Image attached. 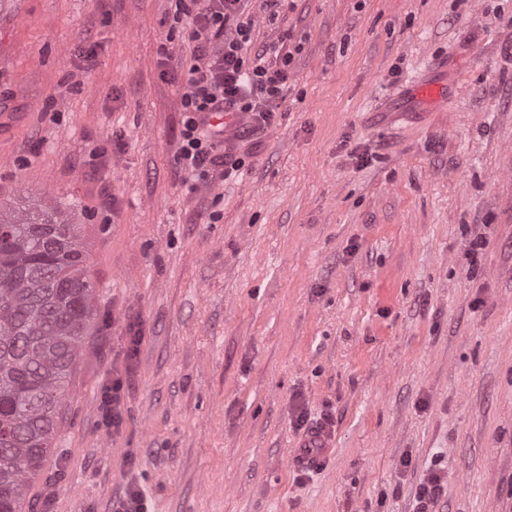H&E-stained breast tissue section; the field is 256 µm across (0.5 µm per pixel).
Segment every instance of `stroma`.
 <instances>
[{
    "label": "stroma",
    "instance_id": "obj_1",
    "mask_svg": "<svg viewBox=\"0 0 512 512\" xmlns=\"http://www.w3.org/2000/svg\"><path fill=\"white\" fill-rule=\"evenodd\" d=\"M246 10L289 89L192 187L174 0H0V202L74 203L97 304L23 512H512V0ZM123 380L120 376L112 379V386H106L102 392V422L112 430H119L123 424ZM442 490L440 476L433 472L420 485L418 500L420 512L429 511V506L434 504Z\"/></svg>",
    "mask_w": 512,
    "mask_h": 512
}]
</instances>
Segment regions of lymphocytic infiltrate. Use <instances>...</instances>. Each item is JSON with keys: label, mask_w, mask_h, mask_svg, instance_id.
Here are the masks:
<instances>
[{"label": "lymphocytic infiltrate", "mask_w": 512, "mask_h": 512, "mask_svg": "<svg viewBox=\"0 0 512 512\" xmlns=\"http://www.w3.org/2000/svg\"><path fill=\"white\" fill-rule=\"evenodd\" d=\"M243 0H176L175 23L193 45L181 95L182 128L178 162L192 182L208 183L237 175L244 158L235 142L271 127L285 99L293 58L283 46L266 44L254 58L244 54L253 20ZM242 114L234 135L214 123L220 114Z\"/></svg>", "instance_id": "obj_1"}]
</instances>
